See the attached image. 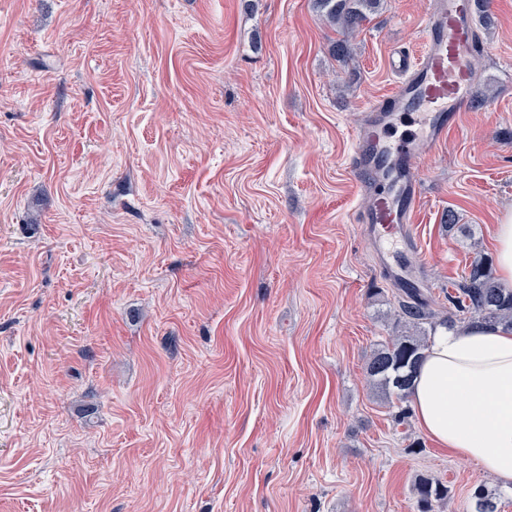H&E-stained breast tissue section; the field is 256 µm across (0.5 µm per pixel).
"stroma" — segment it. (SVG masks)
I'll return each instance as SVG.
<instances>
[{
    "instance_id": "1",
    "label": "stroma",
    "mask_w": 512,
    "mask_h": 512,
    "mask_svg": "<svg viewBox=\"0 0 512 512\" xmlns=\"http://www.w3.org/2000/svg\"><path fill=\"white\" fill-rule=\"evenodd\" d=\"M430 0H0V512H435L512 489L365 376L396 290L348 163ZM420 160L436 313L512 210V0ZM453 231H445L448 220ZM381 0H313L320 16L335 29L352 33L367 18ZM416 508L418 512H433V503L448 497V487L427 477L415 483Z\"/></svg>"
}]
</instances>
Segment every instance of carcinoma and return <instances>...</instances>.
<instances>
[{"label": "carcinoma", "mask_w": 512, "mask_h": 512, "mask_svg": "<svg viewBox=\"0 0 512 512\" xmlns=\"http://www.w3.org/2000/svg\"><path fill=\"white\" fill-rule=\"evenodd\" d=\"M320 16L343 33H352L374 10L380 0H313ZM454 312L437 316L429 302L414 289L403 290L397 298L394 322L398 334L375 349L366 364V375L381 388L392 391L399 402L410 396L412 380L429 346L430 337L423 325L434 330L458 324L487 328H512V288L496 280L491 263L475 258L467 274L448 293ZM417 512H433V503L448 498V486L427 477L415 483ZM496 498L481 490L474 494L473 512H497Z\"/></svg>", "instance_id": "1"}]
</instances>
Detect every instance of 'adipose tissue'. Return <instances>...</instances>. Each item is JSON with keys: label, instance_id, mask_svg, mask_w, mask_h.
I'll return each mask as SVG.
<instances>
[{"label": "adipose tissue", "instance_id": "adipose-tissue-1", "mask_svg": "<svg viewBox=\"0 0 512 512\" xmlns=\"http://www.w3.org/2000/svg\"><path fill=\"white\" fill-rule=\"evenodd\" d=\"M411 400L429 439L512 486V330L437 328Z\"/></svg>", "mask_w": 512, "mask_h": 512}]
</instances>
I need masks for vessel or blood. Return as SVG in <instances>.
<instances>
[{
	"instance_id": "vessel-or-blood-1",
	"label": "vessel or blood",
	"mask_w": 512,
	"mask_h": 512,
	"mask_svg": "<svg viewBox=\"0 0 512 512\" xmlns=\"http://www.w3.org/2000/svg\"><path fill=\"white\" fill-rule=\"evenodd\" d=\"M483 52L473 0H431L421 51L394 59L400 74L395 88L366 107L353 134L350 168L367 197L354 221L365 225L379 267L395 287L413 288L420 279L418 159L458 128ZM397 112L419 114L417 135L389 140L387 131Z\"/></svg>"
}]
</instances>
